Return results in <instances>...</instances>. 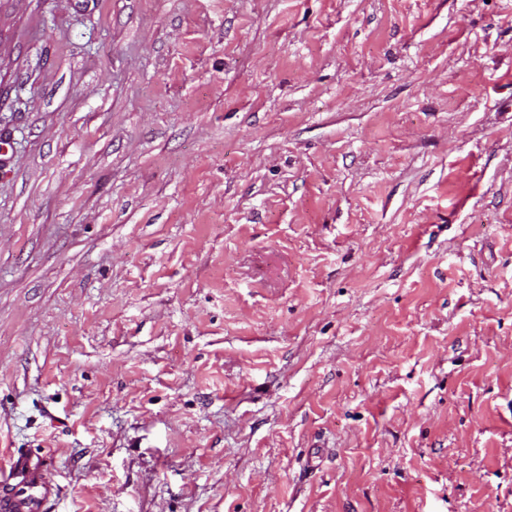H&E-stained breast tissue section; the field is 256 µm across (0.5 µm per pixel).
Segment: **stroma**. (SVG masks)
<instances>
[{"mask_svg":"<svg viewBox=\"0 0 512 512\" xmlns=\"http://www.w3.org/2000/svg\"><path fill=\"white\" fill-rule=\"evenodd\" d=\"M0 140L47 512H512V0H0Z\"/></svg>","mask_w":512,"mask_h":512,"instance_id":"stroma-1","label":"stroma"}]
</instances>
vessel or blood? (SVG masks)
Segmentation results:
<instances>
[{
    "instance_id": "b4317fda",
    "label": "vessel or blood",
    "mask_w": 512,
    "mask_h": 512,
    "mask_svg": "<svg viewBox=\"0 0 512 512\" xmlns=\"http://www.w3.org/2000/svg\"><path fill=\"white\" fill-rule=\"evenodd\" d=\"M52 494L44 457L13 456L0 470V512H45Z\"/></svg>"
}]
</instances>
